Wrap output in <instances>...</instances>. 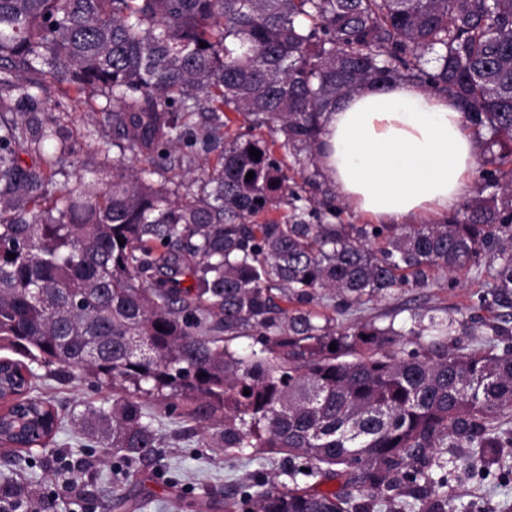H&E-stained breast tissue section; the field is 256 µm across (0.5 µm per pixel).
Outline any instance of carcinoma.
<instances>
[{
    "label": "carcinoma",
    "mask_w": 512,
    "mask_h": 512,
    "mask_svg": "<svg viewBox=\"0 0 512 512\" xmlns=\"http://www.w3.org/2000/svg\"><path fill=\"white\" fill-rule=\"evenodd\" d=\"M3 58L0 348L18 358L0 360V391L22 402L0 418V444L41 416L46 439L56 432L35 364L120 390L77 418L127 463L160 447L142 405L152 395L186 402L180 417L208 424L226 450L288 457L293 486L247 494L248 512H369L354 485L390 512L404 487L417 512H472L448 484L460 461L487 473L512 455V348L449 349L484 335L473 318L426 311L406 332L338 330L315 305L329 290L347 310L430 269H474L512 302V0H0ZM30 70L42 80L21 76ZM396 80L454 98L489 133L483 177L499 192L443 224H312L268 143L222 145L236 112L310 154L336 100ZM44 81L103 97L130 157L88 181L65 173L75 141L41 107ZM180 144L224 146L199 195L152 180L187 162ZM275 201L288 220L258 222ZM248 332L260 349L224 348ZM405 334L431 341L405 357L386 348ZM436 448L467 452L434 458L435 478L417 463ZM300 475L344 489L302 488Z\"/></svg>",
    "instance_id": "cac0c4a2"
}]
</instances>
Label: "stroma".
<instances>
[{
  "mask_svg": "<svg viewBox=\"0 0 512 512\" xmlns=\"http://www.w3.org/2000/svg\"><path fill=\"white\" fill-rule=\"evenodd\" d=\"M102 105V100L90 96L71 103L62 114V123L75 136L94 134L93 146L70 158L67 172L86 175L93 166L119 157ZM334 305L331 294H323L322 312L335 316L339 324L361 321L401 330V337L390 348L406 353L426 344L425 339L408 333L410 315L416 310H430L442 318L457 310L487 326L512 321V308L499 306L492 289L475 273L464 270L453 274L430 270L424 286L410 284L391 290L385 297L363 301L344 313L335 312ZM36 389L54 401L62 428L48 452L26 459L0 458V473L12 475L17 486L34 492L44 512H176L174 505L180 500L194 503L197 512H228L226 498L240 486L259 479L285 481L281 459L250 448L242 452L217 448L210 430H189L177 413L169 411L166 401L153 397L145 398L144 405L163 437L162 446L154 456L130 465L120 463L110 449L91 447L90 436L70 420L73 410L111 399L109 390L50 378L38 380ZM450 492L457 504H477L480 512H512V470H492L483 480L457 472Z\"/></svg>",
  "mask_w": 512,
  "mask_h": 512,
  "instance_id": "stroma-1",
  "label": "stroma"
}]
</instances>
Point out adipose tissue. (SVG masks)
<instances>
[{
  "mask_svg": "<svg viewBox=\"0 0 512 512\" xmlns=\"http://www.w3.org/2000/svg\"><path fill=\"white\" fill-rule=\"evenodd\" d=\"M317 162L356 211L398 224L444 219L469 193L478 156L457 101L392 82L326 112Z\"/></svg>",
  "mask_w": 512,
  "mask_h": 512,
  "instance_id": "ef3b65f1",
  "label": "adipose tissue"
}]
</instances>
